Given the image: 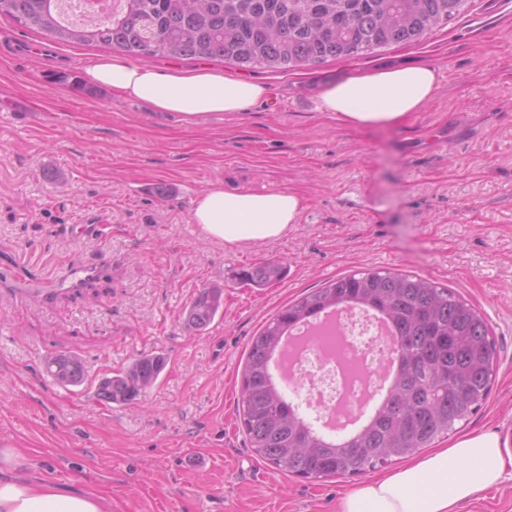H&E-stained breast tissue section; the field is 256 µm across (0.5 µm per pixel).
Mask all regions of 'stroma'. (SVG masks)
Returning <instances> with one entry per match:
<instances>
[{
    "label": "stroma",
    "instance_id": "1",
    "mask_svg": "<svg viewBox=\"0 0 512 512\" xmlns=\"http://www.w3.org/2000/svg\"><path fill=\"white\" fill-rule=\"evenodd\" d=\"M44 32L0 17V447L19 475L109 493L112 512H339L372 473L307 480L259 459L238 415L249 344L289 301L361 269L418 275L456 291L498 341L487 402L452 438H512V0H471L420 42L279 72L219 61L150 59L158 69L219 71L264 83L283 108L192 121L79 85L107 48L13 45ZM426 63L432 101L405 121L356 130L319 111L328 80L386 64ZM305 197L282 238L230 248L192 220L212 186ZM282 264L257 286L239 272ZM111 265L93 287L48 304L35 291L72 266ZM224 287L215 320L184 311ZM166 359L144 397L117 406L98 383L141 354ZM81 358L85 381L44 370ZM506 478L457 512H512ZM223 288L216 284L199 291L185 312V323L189 328L203 330L214 320L223 303ZM46 369L56 383L63 387H75L83 384L84 367L80 358L74 354H58L47 360Z\"/></svg>",
    "mask_w": 512,
    "mask_h": 512
}]
</instances>
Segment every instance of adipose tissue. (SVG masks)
<instances>
[{"label":"adipose tissue","mask_w":512,"mask_h":512,"mask_svg":"<svg viewBox=\"0 0 512 512\" xmlns=\"http://www.w3.org/2000/svg\"><path fill=\"white\" fill-rule=\"evenodd\" d=\"M85 81L120 99L187 118L241 112L264 99L265 85L208 70L160 71L103 56L85 69ZM438 76L425 64L395 65L342 75L326 84L318 109L353 128L384 126L419 111L435 95ZM303 196L294 190L256 193L215 186L193 202L194 223L208 237L233 247L282 237L298 223ZM24 455L0 448V512H108L98 492L68 494L45 481L16 475ZM506 461L498 434L469 435L363 484L346 496L340 512H456L460 502L497 487Z\"/></svg>","instance_id":"obj_1"}]
</instances>
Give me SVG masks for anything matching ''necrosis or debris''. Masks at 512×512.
<instances>
[{
  "instance_id": "necrosis-or-debris-1",
  "label": "necrosis or debris",
  "mask_w": 512,
  "mask_h": 512,
  "mask_svg": "<svg viewBox=\"0 0 512 512\" xmlns=\"http://www.w3.org/2000/svg\"><path fill=\"white\" fill-rule=\"evenodd\" d=\"M387 353L370 317L349 313L341 326L317 328L290 379L308 408L333 412L340 423L361 404Z\"/></svg>"
}]
</instances>
